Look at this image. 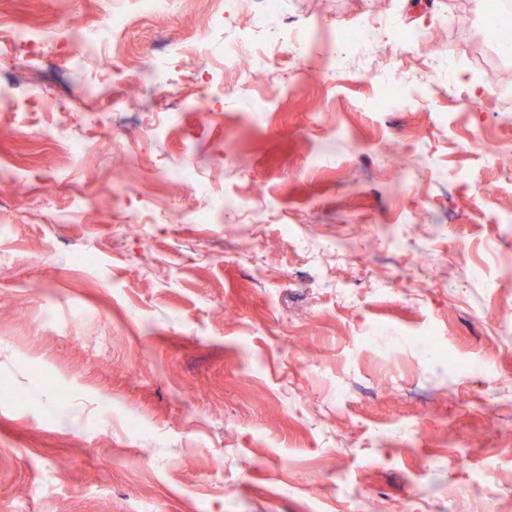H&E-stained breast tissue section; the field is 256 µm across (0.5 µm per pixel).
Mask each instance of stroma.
<instances>
[{"label": "stroma", "instance_id": "35a3bbf8", "mask_svg": "<svg viewBox=\"0 0 512 512\" xmlns=\"http://www.w3.org/2000/svg\"><path fill=\"white\" fill-rule=\"evenodd\" d=\"M282 2L391 20L403 98L304 39L243 89L240 0H0V512H512V55L479 0Z\"/></svg>", "mask_w": 512, "mask_h": 512}]
</instances>
